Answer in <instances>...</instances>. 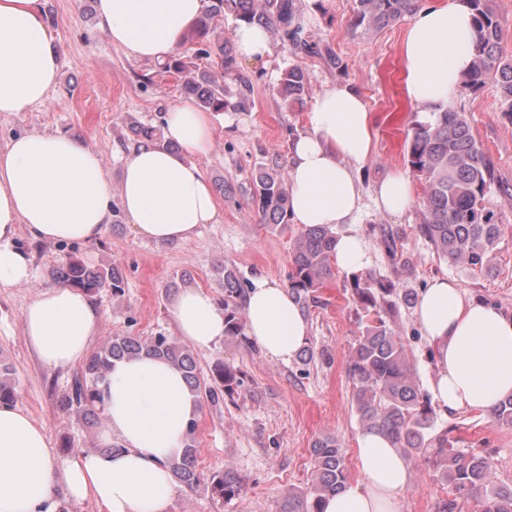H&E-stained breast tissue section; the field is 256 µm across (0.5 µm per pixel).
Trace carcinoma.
Wrapping results in <instances>:
<instances>
[{
    "mask_svg": "<svg viewBox=\"0 0 512 512\" xmlns=\"http://www.w3.org/2000/svg\"><path fill=\"white\" fill-rule=\"evenodd\" d=\"M469 3L477 38L472 70L462 85L475 90L492 83L503 111L512 113V58L504 57L500 51L499 20L489 0ZM419 6L420 0H354L350 26L354 31L378 30L412 15ZM226 10L240 22L279 36L295 53L316 55L335 68L339 65L331 48L304 37L296 0H209L204 17L185 37L193 57L172 58L159 67L161 73L177 75L183 90L207 111L222 112L226 105L224 85L210 71L212 62L220 61L223 70L232 69L236 63L231 38L217 31V20ZM280 94L288 104L302 103L309 94L305 73L297 67L286 70L280 79ZM163 125V120L158 126L132 122L129 144L163 142ZM404 147L408 166L424 183L421 235L439 257L474 270L486 268L500 234L497 216L486 207V198L499 193L511 201L512 189L496 176L465 113L451 105L438 106L429 118L416 122L408 131ZM253 202L262 223H287L289 186L284 171L258 173ZM335 239L336 233L319 225L305 229L293 243L288 289L303 309L310 307L318 288L335 278ZM219 273L224 281V335L246 344L244 303L248 285L230 263H224ZM50 274L59 283L91 295L107 288L115 297L124 295V276L114 265L91 268L77 256L69 255L52 267ZM348 288L367 316L348 364L353 381L351 407L362 430L381 432L403 452L425 458L433 475L450 488L440 512H512V487L493 483L487 459L458 447L457 440L446 431L434 433L431 399L421 392L405 347L386 321L395 313L390 297L396 288L372 274L352 276ZM142 355L165 358L178 366L191 390L211 402L233 395L244 384L241 373L229 365L216 369L214 383L202 381L193 353L164 333L117 335L90 355L72 387L59 396L57 408L96 424L102 409L97 385L111 369L112 361ZM13 375L12 365L1 358L0 402L16 398ZM490 416L499 425L512 426V394L499 400ZM197 427L198 422H190L183 454L170 462L175 479L190 489L205 480L196 465ZM310 453L311 480L301 489L288 491L280 512H321L323 498L347 484L345 454L336 437L316 438ZM212 484L223 497L241 491L240 479L230 471L213 477Z\"/></svg>",
    "mask_w": 512,
    "mask_h": 512,
    "instance_id": "carcinoma-1",
    "label": "carcinoma"
}]
</instances>
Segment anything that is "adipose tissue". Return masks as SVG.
Listing matches in <instances>:
<instances>
[{
    "instance_id": "obj_1",
    "label": "adipose tissue",
    "mask_w": 512,
    "mask_h": 512,
    "mask_svg": "<svg viewBox=\"0 0 512 512\" xmlns=\"http://www.w3.org/2000/svg\"><path fill=\"white\" fill-rule=\"evenodd\" d=\"M207 0H96L100 32L125 54L164 61L204 15ZM467 0L418 11L403 41L404 91L432 112L451 103L474 50ZM59 77V60L41 0H0V113L43 104ZM171 151L151 144L124 159L120 203L137 233L157 244L194 238L217 221L213 190L191 158L209 153L213 113L189 99L168 112ZM375 124L351 85H325L310 127L288 154L289 217L304 227L336 231L339 270L365 272L370 242L357 226L364 192L357 172L372 156ZM412 201L407 177L394 172L373 192V206L396 213ZM112 222L108 172L98 153L60 132L21 133L0 149V288L33 277L29 254L16 243L18 225L32 238L55 243L98 241ZM178 336L200 350L224 338V312L200 288L179 292L171 306ZM246 334L266 355L290 362L304 347L307 318L283 283L255 280L245 300ZM415 315L434 350L431 395L439 414L491 411L512 394V318L469 298L456 281L437 277L421 292ZM102 312L91 297L64 284L40 291L22 313L27 343L44 366L66 369L85 361ZM105 452L66 460L47 433L15 403H0V512H63L65 501L91 499L105 512H170L177 484L169 463L185 447L198 400L180 369L167 360L116 362L99 385ZM355 454L362 480L321 503V512H400L409 483L404 455L377 432L361 433Z\"/></svg>"
}]
</instances>
